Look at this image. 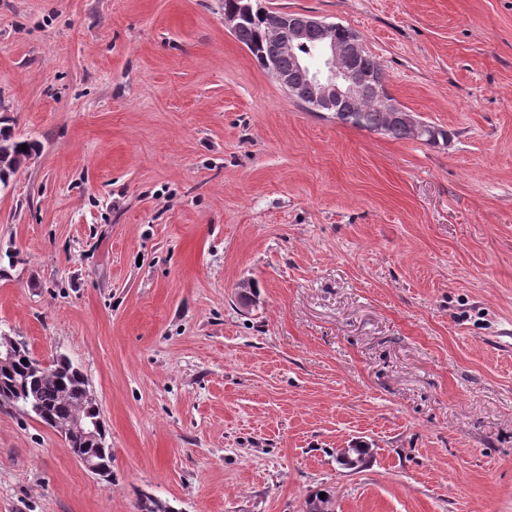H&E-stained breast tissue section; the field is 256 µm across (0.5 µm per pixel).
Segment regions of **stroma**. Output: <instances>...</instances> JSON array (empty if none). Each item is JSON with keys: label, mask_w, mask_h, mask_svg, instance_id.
<instances>
[{"label": "stroma", "mask_w": 512, "mask_h": 512, "mask_svg": "<svg viewBox=\"0 0 512 512\" xmlns=\"http://www.w3.org/2000/svg\"><path fill=\"white\" fill-rule=\"evenodd\" d=\"M261 3L358 33L447 143L306 111L224 0H0L37 145L0 335L82 371L113 457L0 407V512H512V0Z\"/></svg>", "instance_id": "1"}]
</instances>
